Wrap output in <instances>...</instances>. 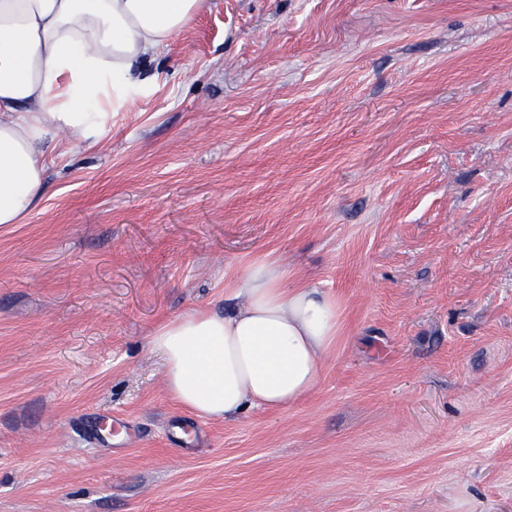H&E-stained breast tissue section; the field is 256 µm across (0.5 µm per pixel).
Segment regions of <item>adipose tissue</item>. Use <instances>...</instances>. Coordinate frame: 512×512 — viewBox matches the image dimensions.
<instances>
[{
    "mask_svg": "<svg viewBox=\"0 0 512 512\" xmlns=\"http://www.w3.org/2000/svg\"><path fill=\"white\" fill-rule=\"evenodd\" d=\"M203 2L0 0V225L39 207L49 144H94ZM232 290L243 302L230 314L188 313L150 337L167 390L204 417L296 402L317 387L341 330L336 297L283 287L275 262L249 266Z\"/></svg>",
    "mask_w": 512,
    "mask_h": 512,
    "instance_id": "obj_1",
    "label": "adipose tissue"
}]
</instances>
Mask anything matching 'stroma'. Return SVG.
I'll return each instance as SVG.
<instances>
[{
    "label": "stroma",
    "instance_id": "35a3bbf8",
    "mask_svg": "<svg viewBox=\"0 0 512 512\" xmlns=\"http://www.w3.org/2000/svg\"><path fill=\"white\" fill-rule=\"evenodd\" d=\"M0 225V512H512V0H204ZM317 388L207 418L150 345L264 258Z\"/></svg>",
    "mask_w": 512,
    "mask_h": 512
}]
</instances>
